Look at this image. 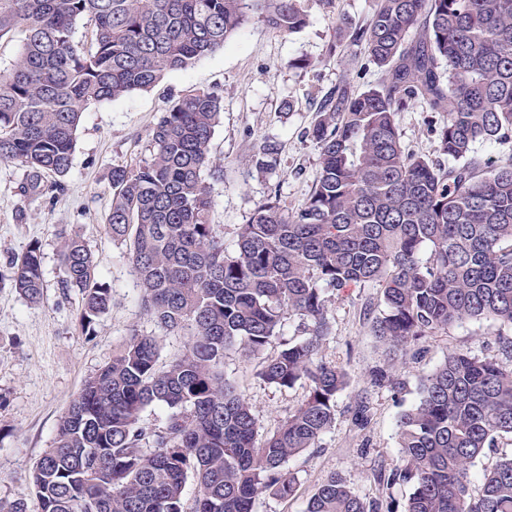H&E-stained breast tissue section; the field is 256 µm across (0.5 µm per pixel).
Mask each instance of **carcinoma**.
<instances>
[{
    "instance_id": "1",
    "label": "carcinoma",
    "mask_w": 512,
    "mask_h": 512,
    "mask_svg": "<svg viewBox=\"0 0 512 512\" xmlns=\"http://www.w3.org/2000/svg\"><path fill=\"white\" fill-rule=\"evenodd\" d=\"M254 17L280 33L306 23L300 0H0V40L21 35L19 58L0 67V163L24 169L23 192L55 201L88 105L191 67ZM83 19L93 24L87 46L75 38ZM354 35L382 83L353 93L343 80L323 94L308 132L320 149L311 194L291 210L258 207L234 250L210 222L206 183L222 172L210 150L219 93L173 101L151 130L149 158L112 168L108 232L127 248L144 313L187 340L161 363L160 337L134 331L84 382L30 475L40 512H254L263 494L290 496L286 463L318 447L348 384L319 358L328 289L378 285L385 311L370 331L393 350L468 319L512 328V156L489 166L474 151L512 133V0H376ZM417 105L439 116L430 132L446 166L401 146L396 115ZM278 151L264 145L255 167L274 170ZM59 261L88 335L112 289L79 236H64ZM13 265L12 287L41 303L40 247ZM292 317L308 335L265 354ZM232 352L258 360L267 385L307 386L274 431L259 432L224 376ZM420 394L399 416L401 465L386 478L411 486L402 512H512V456L473 474L484 449L512 435V368L455 351ZM155 404L169 413L151 427L142 413ZM383 508L397 512L391 501L367 508L331 475L305 512Z\"/></svg>"
}]
</instances>
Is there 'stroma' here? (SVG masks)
<instances>
[{
	"label": "stroma",
	"instance_id": "35a3bbf8",
	"mask_svg": "<svg viewBox=\"0 0 512 512\" xmlns=\"http://www.w3.org/2000/svg\"><path fill=\"white\" fill-rule=\"evenodd\" d=\"M306 25L283 34L254 20L224 47L192 67L167 74L154 87L116 101L89 105L77 132L67 190L55 202L24 196L21 167L0 164V498L26 495L28 512H39L27 496L35 462L49 448L61 413L84 381L109 362L132 330L155 332L142 312L135 273L124 245L105 228L113 167H134L148 158L149 133L162 112L191 90L220 93L224 112L212 139V153L224 175L211 179V220L233 244L237 227L270 201L294 209L308 198L319 171L320 153L308 135L321 95L348 78L354 91L377 86L383 74L368 62L363 45L351 35L337 37L336 23L352 26L369 18L374 0H302ZM340 48L329 56L331 44ZM308 67H298V60ZM433 113L414 108L396 117L406 152L442 162L430 132ZM279 148L275 172L256 169L253 156L265 143ZM81 235L112 289V305L92 335L76 322L79 299L66 293L58 254L62 231ZM39 244L44 300L32 305L11 287V258ZM332 331L321 355L348 373V387L336 398V422L318 447L291 458L285 466L296 490L288 498H259L256 512H305L307 500L326 476L342 477L366 504L379 497L376 476L399 461L397 420L419 399L422 379L444 357L462 350L512 366L501 341L512 329L489 320L465 321L419 341L410 351L388 352L371 334L372 317L382 314L378 286L327 290ZM391 370L393 385L378 386L372 372ZM256 363L238 355L224 360L251 402L261 431L275 429L305 399L304 384L277 389L255 375Z\"/></svg>",
	"mask_w": 512,
	"mask_h": 512
}]
</instances>
